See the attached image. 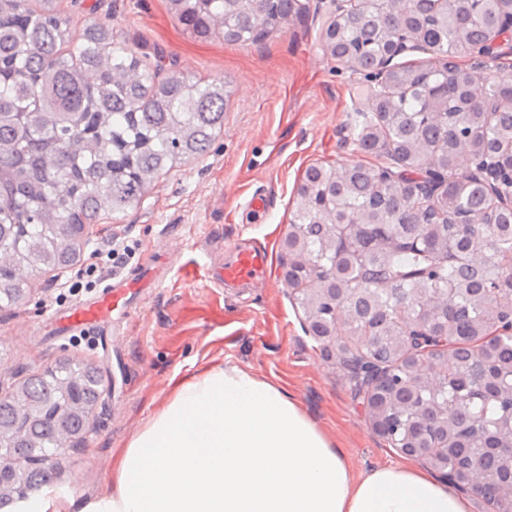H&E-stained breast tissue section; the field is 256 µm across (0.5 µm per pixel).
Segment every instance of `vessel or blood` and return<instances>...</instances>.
Segmentation results:
<instances>
[{"mask_svg":"<svg viewBox=\"0 0 512 512\" xmlns=\"http://www.w3.org/2000/svg\"><path fill=\"white\" fill-rule=\"evenodd\" d=\"M167 272L164 257L148 256L133 274L108 284L96 297L54 314L51 318L54 336L65 339L88 331L106 334L112 322H125L128 312L138 306L145 289L164 286ZM269 276L265 252L249 247L239 249L235 260L224 265L220 282L224 285L257 283Z\"/></svg>","mask_w":512,"mask_h":512,"instance_id":"obj_1","label":"vessel or blood"}]
</instances>
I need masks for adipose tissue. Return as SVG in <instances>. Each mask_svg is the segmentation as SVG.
<instances>
[{
	"instance_id": "adipose-tissue-1",
	"label": "adipose tissue",
	"mask_w": 512,
	"mask_h": 512,
	"mask_svg": "<svg viewBox=\"0 0 512 512\" xmlns=\"http://www.w3.org/2000/svg\"><path fill=\"white\" fill-rule=\"evenodd\" d=\"M469 512L468 501L411 462L357 475L283 388L235 366L176 380L131 441L115 490L75 503L45 486L20 512Z\"/></svg>"
}]
</instances>
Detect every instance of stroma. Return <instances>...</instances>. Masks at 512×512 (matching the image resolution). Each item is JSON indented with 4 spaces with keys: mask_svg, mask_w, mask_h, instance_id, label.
Wrapping results in <instances>:
<instances>
[{
    "mask_svg": "<svg viewBox=\"0 0 512 512\" xmlns=\"http://www.w3.org/2000/svg\"><path fill=\"white\" fill-rule=\"evenodd\" d=\"M112 23L143 50L176 61L193 78L224 79L231 96L224 127L196 161L161 176L140 209L88 228L91 244L129 246L134 268L154 244L169 241V279L146 294L109 358L93 336L54 340L49 317L78 298L67 283L77 266L26 275L20 304L0 308V386L12 390L36 371L70 359L105 377L104 402L90 415L83 446L51 458V481L81 502L110 493L128 444L165 406L173 379L205 367L234 365L294 395L358 472L401 461L358 408L348 373L305 330L296 294L281 279L280 242L298 180L316 162L368 164L352 115L375 78L340 65L323 38L329 10L291 19L257 45L197 42L183 32L166 0H111ZM267 195L263 216L245 204ZM267 248L266 287L218 288L207 265H223L235 245Z\"/></svg>",
    "mask_w": 512,
    "mask_h": 512,
    "instance_id": "1",
    "label": "stroma"
}]
</instances>
